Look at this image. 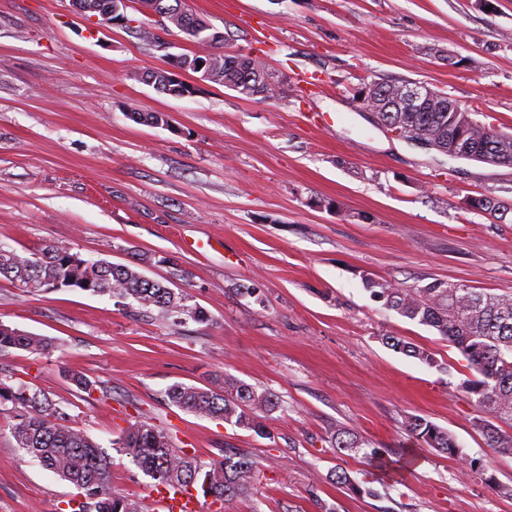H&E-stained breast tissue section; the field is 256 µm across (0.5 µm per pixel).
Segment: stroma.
Listing matches in <instances>:
<instances>
[{"label": "stroma", "mask_w": 512, "mask_h": 512, "mask_svg": "<svg viewBox=\"0 0 512 512\" xmlns=\"http://www.w3.org/2000/svg\"><path fill=\"white\" fill-rule=\"evenodd\" d=\"M228 52L264 59L277 99L181 78L148 82L166 55L200 45L139 0L130 27L75 0H0V245L45 244L130 265L202 308L173 321L79 290L33 294L0 278V323L54 338V352L0 354V381L41 389L110 458L112 484L154 512L153 481L112 442L144 421L202 461L232 448L255 461L254 495L201 512H512V454L489 448L461 383L471 371L433 329L383 308L370 274L512 294V224L467 212L480 193L512 201V166L451 159L395 137L363 111L360 84L417 83L512 133V0H184ZM150 29L159 45L144 41ZM164 112L166 126L135 122ZM331 200L340 206L323 208ZM397 334L438 367L394 352ZM93 382V395L68 377ZM230 377L279 406L263 438L168 403L175 383ZM447 429L477 469L404 429ZM0 408V512H60L75 486L24 456ZM377 448L388 470L331 445ZM356 489L336 485L335 468ZM495 483H488V476Z\"/></svg>", "instance_id": "obj_1"}]
</instances>
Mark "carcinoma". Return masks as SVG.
Segmentation results:
<instances>
[{
  "label": "carcinoma",
  "mask_w": 512,
  "mask_h": 512,
  "mask_svg": "<svg viewBox=\"0 0 512 512\" xmlns=\"http://www.w3.org/2000/svg\"><path fill=\"white\" fill-rule=\"evenodd\" d=\"M107 2L77 0V6L84 12H96L108 23L111 18L106 16ZM155 11L170 26L203 46L224 42L222 32L184 11L181 0H155ZM200 58L206 62L201 74L203 81L222 85L245 98L276 99L281 94L279 83L269 76L263 61L239 53L182 55L172 68L151 70L149 77L165 93L180 88L191 94L194 88L179 79L178 71L195 70ZM404 85V81H372L362 84L358 92L365 94V104L380 109L381 123L389 130L400 131L405 139L433 143L448 156L485 158L494 165L512 166L511 133L477 120L473 112L442 92L427 97L407 112L401 104ZM465 209L478 214L489 212L503 221L512 214V203L482 194L467 197ZM1 276L30 293L80 289L120 301L131 299L140 307L156 308L175 321L186 317L198 322L207 320L205 311L188 304L187 295L146 277L136 264L88 260L54 244L22 253L0 246ZM362 282L371 297L385 308L435 329L463 355L468 368L476 372V376L462 382L477 412L473 425L489 447L512 453V294H491L440 280L424 286H404L365 275ZM383 343L395 352L447 371L431 352L400 336L387 335ZM9 349L46 354L54 351L56 344L47 336L0 323V352ZM166 396L183 411L222 420L261 437L268 436L262 415L278 404L274 394L259 393L232 379L217 381L206 388L175 383L167 389ZM8 404L16 412L17 422L11 433L17 447L79 490L80 499L62 512H143L139 502L112 488L109 461L100 446L65 424V411L41 390L26 384L14 387L0 382V406ZM405 428L427 447L457 457L471 468L476 466L452 434L427 419L410 415ZM116 445L157 487L193 491L222 505L256 489L255 466L248 456L226 451L222 461L206 463L193 454L174 449L165 432L146 422L130 425ZM364 445V440L344 432L334 437V447L339 450L352 452Z\"/></svg>",
  "instance_id": "1"
}]
</instances>
